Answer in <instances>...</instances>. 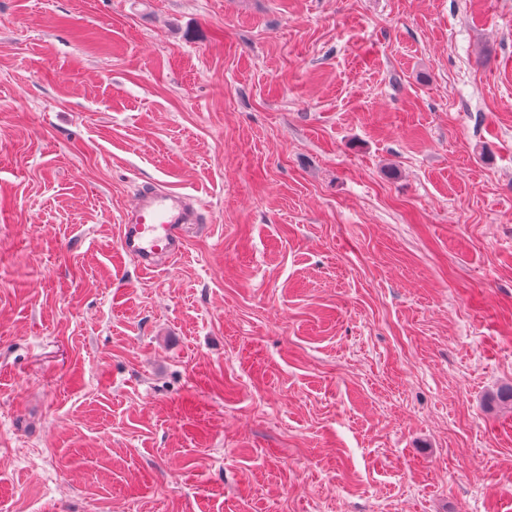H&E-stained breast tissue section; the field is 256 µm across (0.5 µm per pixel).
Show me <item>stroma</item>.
<instances>
[{"mask_svg":"<svg viewBox=\"0 0 512 512\" xmlns=\"http://www.w3.org/2000/svg\"><path fill=\"white\" fill-rule=\"evenodd\" d=\"M510 386L512 0H0V512H512ZM192 198L155 184L142 186L134 206L120 219V251L143 270L183 253L188 224H200Z\"/></svg>","mask_w":512,"mask_h":512,"instance_id":"stroma-1","label":"stroma"}]
</instances>
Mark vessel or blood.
Returning a JSON list of instances; mask_svg holds the SVG:
<instances>
[{
	"label": "vessel or blood",
	"mask_w": 512,
	"mask_h": 512,
	"mask_svg": "<svg viewBox=\"0 0 512 512\" xmlns=\"http://www.w3.org/2000/svg\"><path fill=\"white\" fill-rule=\"evenodd\" d=\"M200 221L192 198L147 184L121 216L119 248L140 269L150 270L163 259L181 255L187 226Z\"/></svg>",
	"instance_id": "vessel-or-blood-1"
}]
</instances>
